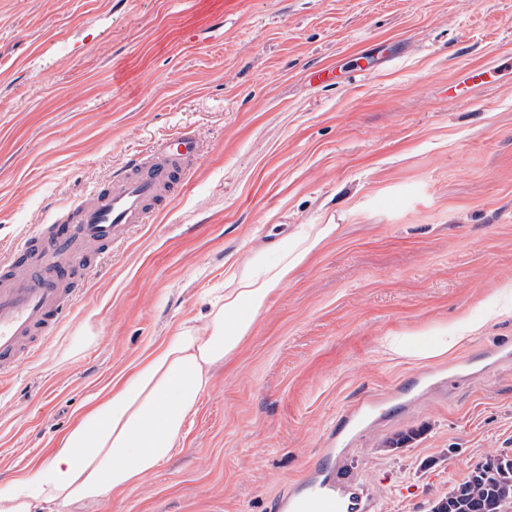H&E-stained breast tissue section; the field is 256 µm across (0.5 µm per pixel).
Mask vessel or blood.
Instances as JSON below:
<instances>
[{
    "label": "vessel or blood",
    "instance_id": "1",
    "mask_svg": "<svg viewBox=\"0 0 512 512\" xmlns=\"http://www.w3.org/2000/svg\"><path fill=\"white\" fill-rule=\"evenodd\" d=\"M200 144L183 131L135 153L89 195L62 206L0 262V378L15 375L69 318L80 285L193 178ZM324 449L320 461L277 500V512H371L364 488L341 475Z\"/></svg>",
    "mask_w": 512,
    "mask_h": 512
}]
</instances>
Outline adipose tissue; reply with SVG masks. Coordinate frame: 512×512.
<instances>
[{"instance_id": "adipose-tissue-1", "label": "adipose tissue", "mask_w": 512, "mask_h": 512, "mask_svg": "<svg viewBox=\"0 0 512 512\" xmlns=\"http://www.w3.org/2000/svg\"><path fill=\"white\" fill-rule=\"evenodd\" d=\"M337 230L312 224L284 239L275 257L253 250L232 265L231 286L211 303L205 329L181 327L141 358L43 464L0 492V512H70L152 473L175 450L188 414L209 386L211 367L237 353L270 297Z\"/></svg>"}]
</instances>
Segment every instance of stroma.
<instances>
[{
	"label": "stroma",
	"instance_id": "obj_1",
	"mask_svg": "<svg viewBox=\"0 0 512 512\" xmlns=\"http://www.w3.org/2000/svg\"><path fill=\"white\" fill-rule=\"evenodd\" d=\"M512 0H0V259L128 154L178 131L193 180L90 278L38 356L0 380V486L44 461L152 346L203 325L254 247L334 224L211 370L174 454L72 512H276L343 412L421 371L512 349ZM372 51L369 79L306 70ZM479 331L431 358L465 320ZM512 458V359L416 395L338 459L374 512H431Z\"/></svg>",
	"mask_w": 512,
	"mask_h": 512
}]
</instances>
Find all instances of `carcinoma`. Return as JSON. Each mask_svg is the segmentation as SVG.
Returning a JSON list of instances; mask_svg holds the SVG:
<instances>
[{
  "mask_svg": "<svg viewBox=\"0 0 512 512\" xmlns=\"http://www.w3.org/2000/svg\"><path fill=\"white\" fill-rule=\"evenodd\" d=\"M432 512H512V460L486 457Z\"/></svg>",
  "mask_w": 512,
  "mask_h": 512,
  "instance_id": "obj_1",
  "label": "carcinoma"
}]
</instances>
